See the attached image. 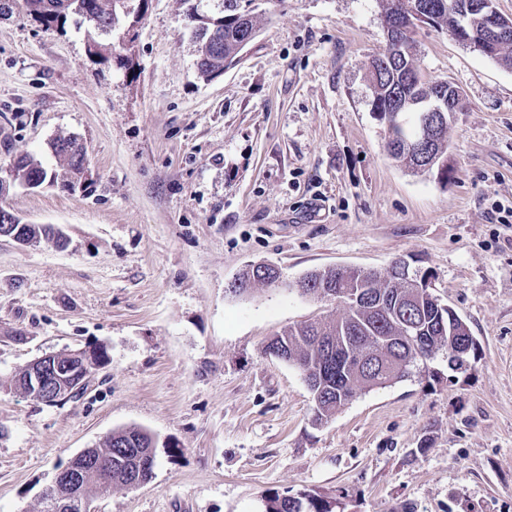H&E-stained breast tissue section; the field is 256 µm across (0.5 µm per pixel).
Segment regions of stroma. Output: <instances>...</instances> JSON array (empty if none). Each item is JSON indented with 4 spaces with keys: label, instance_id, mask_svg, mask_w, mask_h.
I'll list each match as a JSON object with an SVG mask.
<instances>
[{
    "label": "stroma",
    "instance_id": "35a3bbf8",
    "mask_svg": "<svg viewBox=\"0 0 512 512\" xmlns=\"http://www.w3.org/2000/svg\"><path fill=\"white\" fill-rule=\"evenodd\" d=\"M111 60L79 16L0 19V167L75 137L84 187H23L5 206L66 249L0 237V512H35L58 470L114 430L155 439L149 482L95 512H267L312 495L337 512H512V70L422 23L418 63L464 93L447 178L387 155L365 65L386 42L376 0H261L256 39L211 81L182 0H131ZM430 272L477 351L439 352L313 425L301 372L265 351L338 304L291 287L327 266ZM279 283L229 294L245 266ZM102 344L82 394L10 390L42 355Z\"/></svg>",
    "mask_w": 512,
    "mask_h": 512
}]
</instances>
